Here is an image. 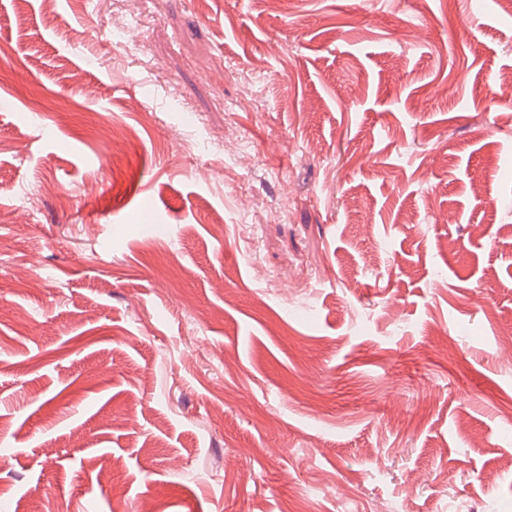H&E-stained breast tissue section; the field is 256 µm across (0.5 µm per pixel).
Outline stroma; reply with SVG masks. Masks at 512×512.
I'll return each instance as SVG.
<instances>
[{
  "label": "stroma",
  "instance_id": "35a3bbf8",
  "mask_svg": "<svg viewBox=\"0 0 512 512\" xmlns=\"http://www.w3.org/2000/svg\"><path fill=\"white\" fill-rule=\"evenodd\" d=\"M506 71L496 0H0V512H512Z\"/></svg>",
  "mask_w": 512,
  "mask_h": 512
}]
</instances>
